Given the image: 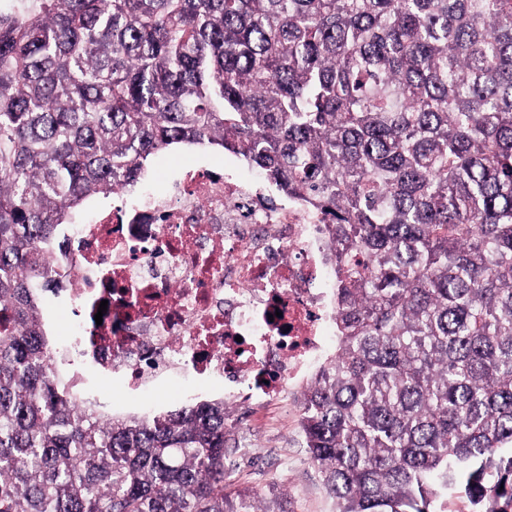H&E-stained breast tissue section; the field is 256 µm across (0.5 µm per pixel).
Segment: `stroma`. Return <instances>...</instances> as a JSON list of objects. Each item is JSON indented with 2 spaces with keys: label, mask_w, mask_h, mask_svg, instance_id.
<instances>
[{
  "label": "stroma",
  "mask_w": 512,
  "mask_h": 512,
  "mask_svg": "<svg viewBox=\"0 0 512 512\" xmlns=\"http://www.w3.org/2000/svg\"><path fill=\"white\" fill-rule=\"evenodd\" d=\"M206 161L223 169L229 153L211 147L167 150L153 156L137 185L152 193L163 189L166 179L183 163ZM82 396L101 411L115 416L159 414L203 400H218L224 392L216 384L181 375L170 377L158 388L127 389L120 377L97 373L79 363H64ZM303 383L291 384L285 394V411L230 409L237 442L225 463L224 483L229 490L260 493L267 500L287 501L291 512H335L320 471L300 446L299 415Z\"/></svg>",
  "instance_id": "1"
}]
</instances>
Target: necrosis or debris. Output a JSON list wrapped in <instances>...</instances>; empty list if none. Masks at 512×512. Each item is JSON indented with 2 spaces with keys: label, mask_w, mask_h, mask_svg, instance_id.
<instances>
[{
  "label": "necrosis or debris",
  "mask_w": 512,
  "mask_h": 512,
  "mask_svg": "<svg viewBox=\"0 0 512 512\" xmlns=\"http://www.w3.org/2000/svg\"><path fill=\"white\" fill-rule=\"evenodd\" d=\"M326 227L263 182L205 166L120 196L68 236L71 352L135 388L194 373L223 381L233 405L276 402L328 359Z\"/></svg>",
  "instance_id": "obj_1"
}]
</instances>
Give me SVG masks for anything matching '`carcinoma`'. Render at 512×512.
I'll return each mask as SVG.
<instances>
[{
    "instance_id": "obj_1",
    "label": "carcinoma",
    "mask_w": 512,
    "mask_h": 512,
    "mask_svg": "<svg viewBox=\"0 0 512 512\" xmlns=\"http://www.w3.org/2000/svg\"><path fill=\"white\" fill-rule=\"evenodd\" d=\"M182 146L330 220L336 512H512V0H0V512H291L224 493V401L112 416L46 332L73 212Z\"/></svg>"
}]
</instances>
